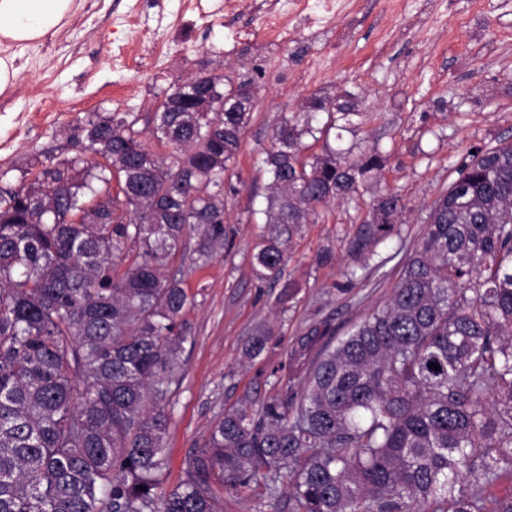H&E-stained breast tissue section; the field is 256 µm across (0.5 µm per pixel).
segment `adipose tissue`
Instances as JSON below:
<instances>
[{
	"mask_svg": "<svg viewBox=\"0 0 512 512\" xmlns=\"http://www.w3.org/2000/svg\"><path fill=\"white\" fill-rule=\"evenodd\" d=\"M78 0H0V43L35 44L60 31Z\"/></svg>",
	"mask_w": 512,
	"mask_h": 512,
	"instance_id": "1",
	"label": "adipose tissue"
}]
</instances>
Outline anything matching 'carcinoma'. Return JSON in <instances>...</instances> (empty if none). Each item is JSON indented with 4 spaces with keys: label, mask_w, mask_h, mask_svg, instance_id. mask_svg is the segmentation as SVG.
<instances>
[{
    "label": "carcinoma",
    "mask_w": 512,
    "mask_h": 512,
    "mask_svg": "<svg viewBox=\"0 0 512 512\" xmlns=\"http://www.w3.org/2000/svg\"><path fill=\"white\" fill-rule=\"evenodd\" d=\"M177 90L144 116L88 114L79 154L50 161L42 184L0 189V512H224L225 488L258 484L289 512H512L511 143L469 154L389 299L319 354L299 400L285 384L254 415L224 412L162 489L165 403L193 304L169 268L192 230L201 265L229 244L224 173L255 105L251 82L222 74ZM351 116L354 95L315 94L276 129L258 280L282 278L319 206L385 167L375 147L300 156L305 137ZM394 232L354 225L347 281ZM328 334L311 328L293 359ZM274 335L260 326L246 354Z\"/></svg>",
    "instance_id": "obj_1"
}]
</instances>
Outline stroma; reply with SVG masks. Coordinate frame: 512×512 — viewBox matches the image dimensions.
<instances>
[{
	"instance_id": "35a3bbf8",
	"label": "stroma",
	"mask_w": 512,
	"mask_h": 512,
	"mask_svg": "<svg viewBox=\"0 0 512 512\" xmlns=\"http://www.w3.org/2000/svg\"><path fill=\"white\" fill-rule=\"evenodd\" d=\"M194 2L85 0L57 35L11 45L20 73L0 95V185L16 188L52 156L79 153L75 126L87 113L154 111L163 91L206 70L253 82L252 119L225 176L234 246L198 267L191 234L172 263L194 304L185 314L192 332L183 345L184 374L166 402L167 490L181 482L186 458L224 411L258 409L286 383L300 393L291 358L298 339L318 322L344 334L383 305L430 206L470 150L512 143V0H335L332 17H300L292 0H279L294 31L284 45L239 40V30L257 24L239 0H203L204 17ZM348 93L363 118L332 146H376L389 161L353 201L311 216L284 268V280L299 285L287 300L281 282L262 284L253 273L269 182L258 160L306 98ZM390 191L406 210L396 235L377 248L383 266L368 265L349 291H337L345 236ZM323 249L332 251L331 264H317ZM265 323L274 338L260 356L246 357Z\"/></svg>"
}]
</instances>
